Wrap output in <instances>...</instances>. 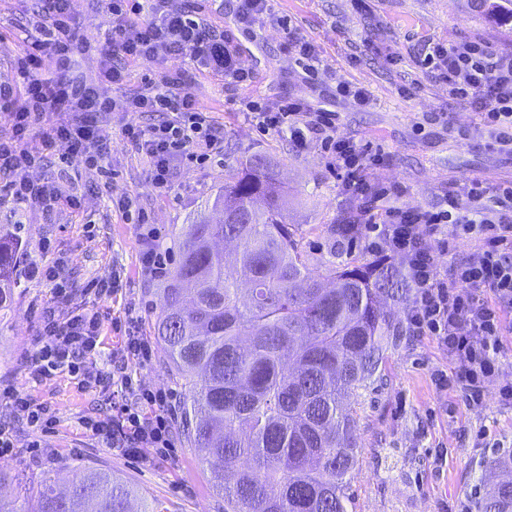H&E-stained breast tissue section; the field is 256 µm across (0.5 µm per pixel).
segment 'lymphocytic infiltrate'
Segmentation results:
<instances>
[{
	"label": "lymphocytic infiltrate",
	"mask_w": 512,
	"mask_h": 512,
	"mask_svg": "<svg viewBox=\"0 0 512 512\" xmlns=\"http://www.w3.org/2000/svg\"><path fill=\"white\" fill-rule=\"evenodd\" d=\"M42 2L32 20L38 36L14 58V85H0V117L6 120L0 128V172L8 175L0 184V197L47 215L63 205L80 208L81 200L56 183L33 178L44 152L67 144V152L58 156L62 166L111 179L112 139L105 122L119 106L100 94L96 84L73 74L80 23L72 0ZM97 2L112 16L100 70L105 81L122 84L129 63L180 60L239 92V110L258 131L285 135L297 148L320 150L343 190L363 202L358 217L341 228L337 248L360 244L367 253L397 263L410 290L405 308L410 334L429 337L449 360L462 365L451 375L436 371L437 390L451 393L456 406H481L499 376L502 336L512 314V181L491 186L471 177L437 207H403L397 203L402 187L378 174L385 156L382 145L341 133V113L300 98L263 103L247 96L253 73L243 63L233 30L250 33L267 23L281 28V51L292 56L309 84H316L323 65L318 46L297 36L290 17L275 13L274 0H238L230 31L214 26L197 0ZM417 63L447 86L450 99L476 105L486 149L512 155V49L492 48L479 37L431 41ZM184 77L181 70L142 72V92L120 107L162 115L156 123L144 126L133 120L122 128L145 159L149 180L160 194L168 193L178 166L205 168L224 161L223 131L194 96L177 92ZM34 136L42 142L41 151L30 146ZM112 205L137 221L145 275H163L168 257L158 249V232L148 212L128 194L113 199ZM452 235L474 241L475 248L442 272L437 259L447 253ZM27 276L52 285L27 359L31 379L65 372L82 390L119 387L129 398L120 415L85 419L84 429L102 447L120 448L131 456L149 448L155 457L166 458L174 446L168 396L135 385L129 371L130 364H146L153 353L137 319L129 320L111 364H97L94 356L104 331L98 310L73 306L74 291L62 281L59 264L30 265ZM7 396L15 416L33 431L53 430L57 414L52 405L19 390Z\"/></svg>",
	"instance_id": "lymphocytic-infiltrate-1"
}]
</instances>
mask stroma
Segmentation results:
<instances>
[{
	"label": "stroma",
	"instance_id": "obj_1",
	"mask_svg": "<svg viewBox=\"0 0 512 512\" xmlns=\"http://www.w3.org/2000/svg\"><path fill=\"white\" fill-rule=\"evenodd\" d=\"M41 6V0H27L22 9L15 0H0V84L14 82L12 60L24 39L36 35L26 16ZM274 7L319 46L329 66L320 75L322 85L337 76L370 92L367 108L339 100L335 109L342 114L346 136L383 146L386 160L380 175L403 186L401 205H435L449 183L469 176L493 185L512 180V158L485 150L478 139L457 137V129L475 126V110L449 99L445 86L415 63L429 39L448 43L478 36L492 48H512L511 17L476 8L474 0H370L362 13L353 9L351 0H276ZM73 10L89 44L77 57L76 74L88 80L100 70L99 50L110 36L111 18L98 10L95 0H74ZM280 41L281 32L274 26L264 27L254 39L240 37L243 61L254 74L252 94L266 100H316L317 91L281 53ZM182 89L223 127V166H182L172 193L158 194L147 179L144 159L122 136L131 115L117 111L107 125L111 185L88 173L64 174L50 155L35 177L70 186L81 197L79 209L64 206L48 217L36 209L21 213L10 203H0V225L23 227L25 263L49 256L61 259L62 276L76 289L119 274V291L95 301L109 330L97 356L101 363L110 362L119 329L129 317H137L141 334L149 337L162 312L160 284L141 270L139 229L113 209V195L137 196L168 249L174 231L188 223L243 159L254 153L271 155L288 191V220L306 230V251L314 266L325 255L330 236L312 233V226L331 224L349 206L317 148L299 151L286 137L256 131L238 112L234 92L221 89L207 74L190 72ZM50 295L48 284L22 281L13 310L0 316V422H13L15 443L8 455L0 456V490L5 493L0 500L17 512L23 505L22 490L36 489L43 475L65 481L74 469L92 467L130 485L138 502L159 503L162 512H223L224 500L210 485L209 468L182 438H175L169 457L154 461L100 447L82 422L112 417L111 391L78 390L66 374L31 382L22 358L36 339V309ZM458 369L428 338L404 333L389 345L383 384L361 398L357 434L362 458L349 486L352 512H480L496 454L474 447L472 433L483 426L493 438L512 443V405L501 404L491 387L482 408L448 411V399L438 393L433 374ZM137 376L143 385L168 393L172 422L180 424L186 396L161 351H154ZM13 388L57 410L54 431L39 438L41 449L31 448L36 438L26 422L13 419L6 397Z\"/></svg>",
	"mask_w": 512,
	"mask_h": 512
}]
</instances>
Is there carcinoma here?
<instances>
[{
	"label": "carcinoma",
	"mask_w": 512,
	"mask_h": 512,
	"mask_svg": "<svg viewBox=\"0 0 512 512\" xmlns=\"http://www.w3.org/2000/svg\"><path fill=\"white\" fill-rule=\"evenodd\" d=\"M287 192L263 153L250 155L181 227L154 337L186 390L185 438L219 463L224 512H348L360 461L358 398L383 380L400 323L402 276L385 264L340 260L331 246L310 267L305 234L288 223ZM216 239L236 242L226 256ZM17 227H0V310L24 277ZM481 512H512V457ZM132 489L97 469L68 487L45 476L20 512H131Z\"/></svg>",
	"instance_id": "cac0c4a2"
}]
</instances>
